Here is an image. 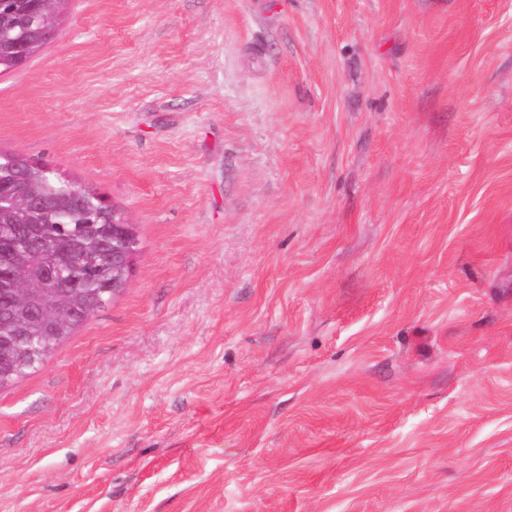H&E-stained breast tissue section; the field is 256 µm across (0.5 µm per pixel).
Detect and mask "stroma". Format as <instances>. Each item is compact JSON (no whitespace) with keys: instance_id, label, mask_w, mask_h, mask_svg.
<instances>
[{"instance_id":"35a3bbf8","label":"stroma","mask_w":512,"mask_h":512,"mask_svg":"<svg viewBox=\"0 0 512 512\" xmlns=\"http://www.w3.org/2000/svg\"><path fill=\"white\" fill-rule=\"evenodd\" d=\"M0 153L140 243L0 512H512V0H65Z\"/></svg>"}]
</instances>
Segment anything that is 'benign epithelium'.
I'll list each match as a JSON object with an SVG mask.
<instances>
[{"instance_id": "1", "label": "benign epithelium", "mask_w": 512, "mask_h": 512, "mask_svg": "<svg viewBox=\"0 0 512 512\" xmlns=\"http://www.w3.org/2000/svg\"><path fill=\"white\" fill-rule=\"evenodd\" d=\"M62 0H32L38 20L55 22ZM54 200L60 213H68L72 203L81 195V189L65 183L49 187L37 179L27 182V190L10 193L8 198L24 207L41 202L44 192ZM124 240V246L112 247V293L126 287L134 267L139 238L136 225L117 210H112V239ZM9 286L0 290L7 305L4 328L7 336L0 339V379L6 380L17 369L18 359L14 349L32 339V333L46 328L53 335L63 334L80 316L97 313L102 307L98 297L87 298L69 288V271L76 262L67 243H55V251L47 256L33 245L24 230L12 236Z\"/></svg>"}]
</instances>
